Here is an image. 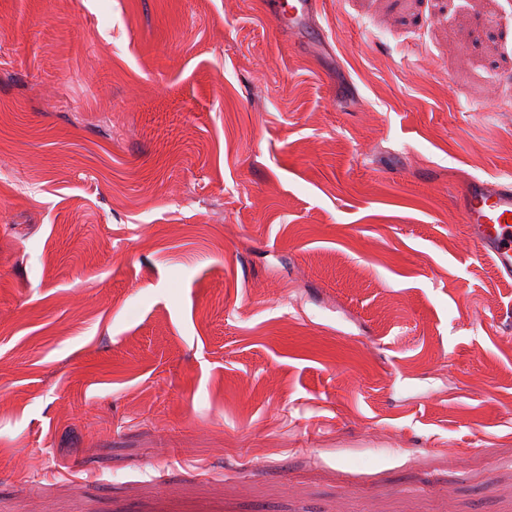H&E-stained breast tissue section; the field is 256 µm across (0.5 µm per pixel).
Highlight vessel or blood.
<instances>
[{"label":"vessel or blood","instance_id":"vessel-or-blood-1","mask_svg":"<svg viewBox=\"0 0 512 512\" xmlns=\"http://www.w3.org/2000/svg\"><path fill=\"white\" fill-rule=\"evenodd\" d=\"M317 5V0H273L271 14L279 27L293 31L306 25ZM461 221L478 252L501 276L512 278V182H470Z\"/></svg>","mask_w":512,"mask_h":512}]
</instances>
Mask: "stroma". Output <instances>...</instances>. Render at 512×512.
<instances>
[{"label": "stroma", "mask_w": 512, "mask_h": 512, "mask_svg": "<svg viewBox=\"0 0 512 512\" xmlns=\"http://www.w3.org/2000/svg\"><path fill=\"white\" fill-rule=\"evenodd\" d=\"M0 0V512H512V0ZM271 14L276 24L289 31L303 28L317 10V0H272ZM512 182L474 180L465 188L461 221L478 252L502 277L512 278Z\"/></svg>", "instance_id": "35a3bbf8"}]
</instances>
